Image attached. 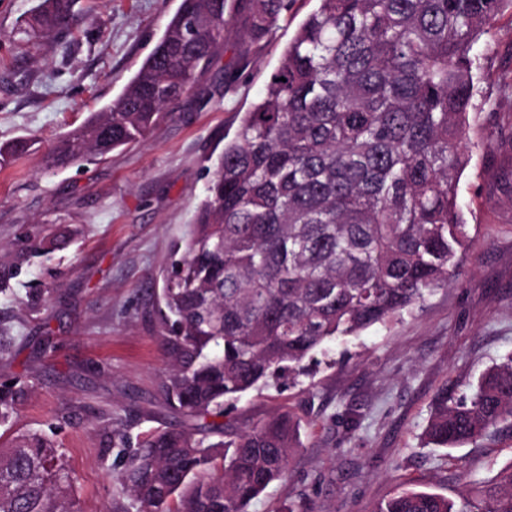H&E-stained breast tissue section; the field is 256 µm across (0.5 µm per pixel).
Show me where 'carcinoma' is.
<instances>
[{"label":"carcinoma","instance_id":"1","mask_svg":"<svg viewBox=\"0 0 512 512\" xmlns=\"http://www.w3.org/2000/svg\"><path fill=\"white\" fill-rule=\"evenodd\" d=\"M228 0H181L123 92L45 155L67 167L144 138L197 86L231 31ZM75 0H42L44 34ZM293 0H233L236 34L267 38ZM512 0H318L241 113L208 171L183 257L163 277L158 313L169 370L160 390L193 425L136 446L119 436L120 479L136 512H248L286 479L300 421L282 408L251 428L217 423L224 404L298 375L329 343L421 306L453 283L469 241L458 180L469 163L474 46ZM285 81H280V78ZM0 145V166L27 153ZM18 392L0 389V421ZM512 430V355L457 400L438 391L428 443L454 448ZM64 453L38 434L0 448V512H76ZM448 497L402 488L373 512H512V465Z\"/></svg>","mask_w":512,"mask_h":512}]
</instances>
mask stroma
Instances as JSON below:
<instances>
[{
  "label": "stroma",
  "instance_id": "obj_1",
  "mask_svg": "<svg viewBox=\"0 0 512 512\" xmlns=\"http://www.w3.org/2000/svg\"><path fill=\"white\" fill-rule=\"evenodd\" d=\"M181 0H76L66 28L28 34L42 0H0V145L34 140L0 168V383L24 391L0 441L40 432L68 460L82 512H127L122 450L130 436L179 422L160 394L168 362L157 315L162 274L189 232L206 169L261 95L282 51L317 0H294L266 41L229 40L207 78L142 142L108 158L48 170L57 137L116 98ZM477 62L478 96L499 100L512 80V11ZM249 63L239 66L240 53ZM238 67L232 87L224 71ZM479 113L458 196L471 240L458 276L424 304L357 340L332 344L314 375L281 379L224 415L252 427L279 408L302 420L290 475L249 512H372L394 491L458 499L467 482L512 463V431L437 448L422 439L437 391L460 389L512 353V187L487 174Z\"/></svg>",
  "mask_w": 512,
  "mask_h": 512
}]
</instances>
